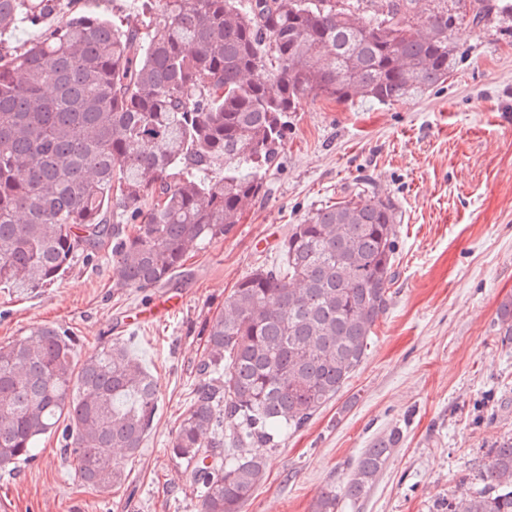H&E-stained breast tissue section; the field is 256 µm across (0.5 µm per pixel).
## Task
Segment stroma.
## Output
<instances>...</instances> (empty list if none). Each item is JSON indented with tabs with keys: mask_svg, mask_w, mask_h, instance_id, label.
<instances>
[{
	"mask_svg": "<svg viewBox=\"0 0 512 512\" xmlns=\"http://www.w3.org/2000/svg\"><path fill=\"white\" fill-rule=\"evenodd\" d=\"M501 25L463 24L461 58L444 86L392 105L306 99L264 180L227 237L191 249L177 276L130 288L109 253L75 261L53 285L0 288V344L49 324L75 336V359L118 338L157 381L159 407L141 451L119 455L121 486L80 483L56 437L36 459L0 469V512H200L169 455L199 381L206 328L253 268L279 262L291 225L358 192L390 197L401 221L391 300L368 354L344 388L280 448L244 512H314L363 448L402 439L368 496L340 512H448L482 488L486 451L512 438V341L499 307L512 298V43ZM184 297L169 318L128 317L160 294Z\"/></svg>",
	"mask_w": 512,
	"mask_h": 512,
	"instance_id": "1",
	"label": "stroma"
}]
</instances>
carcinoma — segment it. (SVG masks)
<instances>
[{
	"label": "carcinoma",
	"mask_w": 512,
	"mask_h": 512,
	"mask_svg": "<svg viewBox=\"0 0 512 512\" xmlns=\"http://www.w3.org/2000/svg\"><path fill=\"white\" fill-rule=\"evenodd\" d=\"M122 28L74 8L22 51L0 41V287L52 284L106 247L131 288L170 282L188 249L228 236L260 197L310 96L391 105L448 81L452 31L512 0H137ZM59 0H0V33L41 25ZM224 167L216 178L213 171ZM400 215L377 193L322 207L281 241L283 269L244 276L206 328L203 379L170 455L201 512H242L266 459L364 361L386 313ZM512 336V299L498 313ZM74 337L38 326L0 345V467L60 434L80 482L122 484L113 449L139 453L159 405L154 378L115 340L75 365ZM401 431L362 450L315 512H338L376 482ZM484 486L448 512H512V439L489 449Z\"/></svg>",
	"instance_id": "cac0c4a2"
}]
</instances>
